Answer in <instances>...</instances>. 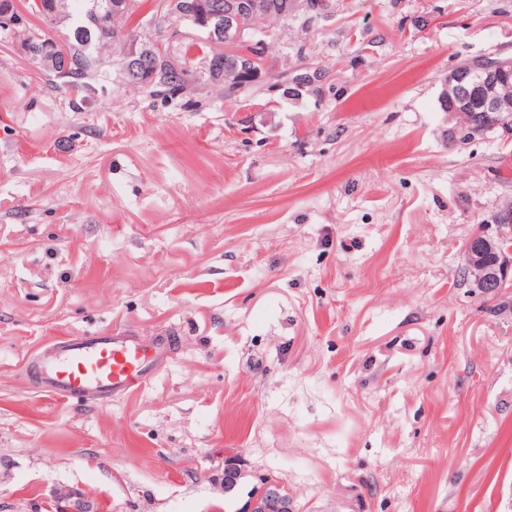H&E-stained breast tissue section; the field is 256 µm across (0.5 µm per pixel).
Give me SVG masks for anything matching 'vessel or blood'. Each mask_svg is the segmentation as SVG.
I'll use <instances>...</instances> for the list:
<instances>
[{"label": "vessel or blood", "mask_w": 512, "mask_h": 512, "mask_svg": "<svg viewBox=\"0 0 512 512\" xmlns=\"http://www.w3.org/2000/svg\"><path fill=\"white\" fill-rule=\"evenodd\" d=\"M173 338L126 333L62 337L30 364L35 388L58 401L105 405L148 383L170 358Z\"/></svg>", "instance_id": "obj_1"}]
</instances>
